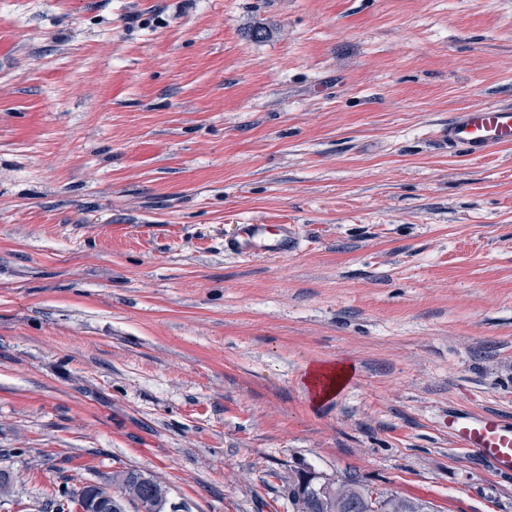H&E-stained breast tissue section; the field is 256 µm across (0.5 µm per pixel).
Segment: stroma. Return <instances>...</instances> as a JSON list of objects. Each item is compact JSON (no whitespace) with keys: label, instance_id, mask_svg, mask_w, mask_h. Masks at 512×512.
<instances>
[{"label":"stroma","instance_id":"1","mask_svg":"<svg viewBox=\"0 0 512 512\" xmlns=\"http://www.w3.org/2000/svg\"><path fill=\"white\" fill-rule=\"evenodd\" d=\"M1 36L0 512L118 468L177 512L350 471L512 512L438 425L512 415V145L441 138L512 101V0H0ZM290 224H241L234 237L224 241V250L239 255L288 256L296 237ZM350 366H315L307 378V383L314 392L315 402H324L334 397L346 384L350 376Z\"/></svg>","mask_w":512,"mask_h":512}]
</instances>
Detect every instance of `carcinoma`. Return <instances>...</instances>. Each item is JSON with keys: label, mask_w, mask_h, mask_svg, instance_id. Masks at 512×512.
Returning <instances> with one entry per match:
<instances>
[{"label": "carcinoma", "mask_w": 512, "mask_h": 512, "mask_svg": "<svg viewBox=\"0 0 512 512\" xmlns=\"http://www.w3.org/2000/svg\"><path fill=\"white\" fill-rule=\"evenodd\" d=\"M139 470L127 468L106 478L115 492L130 498L149 500L168 493L158 479L145 483L138 478ZM80 489L67 484L58 486L52 501L53 512H75ZM295 512H426L427 506L407 499H388L368 487L357 473H350L329 489L314 482L307 486L292 502Z\"/></svg>", "instance_id": "1"}]
</instances>
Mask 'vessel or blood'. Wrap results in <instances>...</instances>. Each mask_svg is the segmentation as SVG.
<instances>
[{
	"mask_svg": "<svg viewBox=\"0 0 512 512\" xmlns=\"http://www.w3.org/2000/svg\"><path fill=\"white\" fill-rule=\"evenodd\" d=\"M449 149L481 158L512 144V105L493 104L458 112L443 133ZM296 238L289 224H242L225 240L226 252L239 255L285 256ZM444 424L453 444L477 454L492 470L512 474V423L500 415L452 406Z\"/></svg>",
	"mask_w": 512,
	"mask_h": 512,
	"instance_id": "obj_1",
	"label": "vessel or blood"
}]
</instances>
